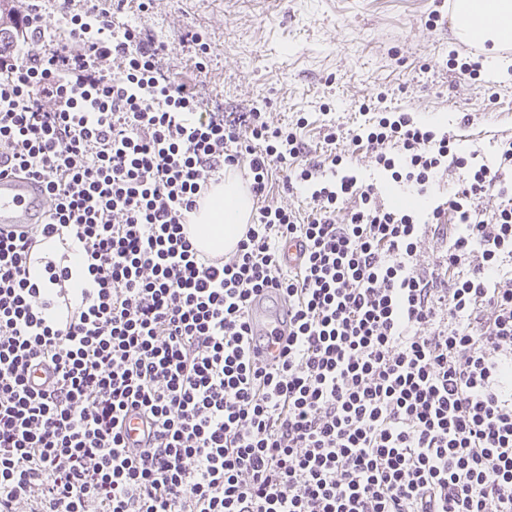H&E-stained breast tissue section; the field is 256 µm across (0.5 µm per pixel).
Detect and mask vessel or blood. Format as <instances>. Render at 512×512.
Listing matches in <instances>:
<instances>
[{"label":"vessel or blood","mask_w":512,"mask_h":512,"mask_svg":"<svg viewBox=\"0 0 512 512\" xmlns=\"http://www.w3.org/2000/svg\"><path fill=\"white\" fill-rule=\"evenodd\" d=\"M46 203L40 182L30 178L0 177V227L10 224H38L44 221ZM123 431L129 444L143 443L149 432L146 418L128 412Z\"/></svg>","instance_id":"obj_1"}]
</instances>
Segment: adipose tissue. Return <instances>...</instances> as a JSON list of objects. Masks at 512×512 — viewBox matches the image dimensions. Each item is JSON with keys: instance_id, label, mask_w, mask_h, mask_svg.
<instances>
[{"instance_id": "obj_1", "label": "adipose tissue", "mask_w": 512, "mask_h": 512, "mask_svg": "<svg viewBox=\"0 0 512 512\" xmlns=\"http://www.w3.org/2000/svg\"><path fill=\"white\" fill-rule=\"evenodd\" d=\"M449 21L458 40L480 45L490 64L508 69L512 59L502 55L512 45V0H453ZM252 210V200L233 169L213 185L190 216L196 246L213 253L234 251Z\"/></svg>"}]
</instances>
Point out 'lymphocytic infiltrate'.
Returning a JSON list of instances; mask_svg holds the SVG:
<instances>
[{"instance_id":"f902f5d3","label":"lymphocytic infiltrate","mask_w":512,"mask_h":512,"mask_svg":"<svg viewBox=\"0 0 512 512\" xmlns=\"http://www.w3.org/2000/svg\"><path fill=\"white\" fill-rule=\"evenodd\" d=\"M133 7L153 0H14L0 51V175L48 200L45 223L0 228V512H512V137L463 157L375 113L352 142L393 181L464 172L421 222L324 177L335 132L310 164L293 129L205 108ZM227 167L262 205L215 262L186 226ZM278 167L283 191L314 182L307 219L267 202ZM50 242L78 245L87 288L45 256L33 282ZM267 289L288 306L272 364L249 355ZM42 362L54 379L30 387ZM132 409L154 426L134 452Z\"/></svg>"}]
</instances>
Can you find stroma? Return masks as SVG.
Masks as SVG:
<instances>
[{"mask_svg": "<svg viewBox=\"0 0 512 512\" xmlns=\"http://www.w3.org/2000/svg\"><path fill=\"white\" fill-rule=\"evenodd\" d=\"M447 15L448 0H155L149 15L132 9L125 20L171 47L170 77L210 109L257 110L275 126L306 117L299 134L315 155L336 127L337 151L352 154L354 173L387 199L394 188L348 136L365 120L360 105L378 94L453 134L463 155L512 137V71L463 72L473 47L457 40ZM190 32L202 49L184 44Z\"/></svg>", "mask_w": 512, "mask_h": 512, "instance_id": "stroma-1", "label": "stroma"}]
</instances>
